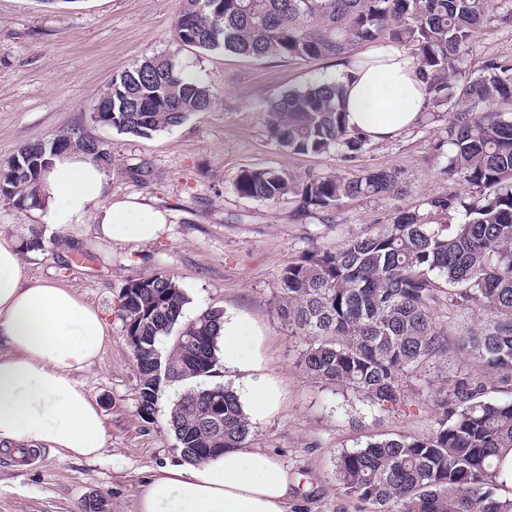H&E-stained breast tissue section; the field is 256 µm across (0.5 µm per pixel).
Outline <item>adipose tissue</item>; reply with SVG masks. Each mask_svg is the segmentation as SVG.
Wrapping results in <instances>:
<instances>
[{"label": "adipose tissue", "instance_id": "1", "mask_svg": "<svg viewBox=\"0 0 512 512\" xmlns=\"http://www.w3.org/2000/svg\"><path fill=\"white\" fill-rule=\"evenodd\" d=\"M338 72L349 126L374 142L415 126L424 85L403 48L371 47ZM107 182L106 170L87 152L51 156L39 188L46 224L59 231L88 217L108 242L157 239L167 214L136 197L106 201ZM221 338L244 413L254 422L275 414L283 389L265 371L255 322L228 311ZM108 340L98 310L69 289L27 277L18 249L0 241V447L102 457L103 415L78 375L99 361ZM294 486L287 468L267 452L229 448L202 463L162 468L146 482L139 512H288Z\"/></svg>", "mask_w": 512, "mask_h": 512}]
</instances>
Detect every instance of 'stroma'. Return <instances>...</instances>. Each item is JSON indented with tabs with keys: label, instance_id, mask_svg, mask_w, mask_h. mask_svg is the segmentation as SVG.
I'll return each instance as SVG.
<instances>
[{
	"label": "stroma",
	"instance_id": "1",
	"mask_svg": "<svg viewBox=\"0 0 512 512\" xmlns=\"http://www.w3.org/2000/svg\"><path fill=\"white\" fill-rule=\"evenodd\" d=\"M178 7V0H0V164L26 143L83 126L112 149L108 197L135 196L169 215L164 233L148 244L101 242L87 221L46 231L42 250L23 249L27 277L70 288L106 319L109 342L81 378L105 416L107 435L96 462L43 449L20 466L0 450V512H85L89 491L107 498L110 512H138L145 478L182 463L167 421L184 387L163 388L153 422L140 418L137 371L117 316L124 285L158 270L186 294L185 319L206 309L239 310L261 327L265 370L282 380L285 396L276 415L254 424L248 445L276 455L295 477L288 512H364L336 477L337 455L371 435H427L432 391L473 365L450 356L407 380L405 410L369 409L350 391L300 368L304 342L278 318L275 295L283 265L303 250L333 247L338 237L389 223L413 200L453 189L433 155L438 126L418 124L369 144L351 162L286 153L267 136L263 105L314 77H335V58L255 60L185 47L173 38ZM153 53L175 57L209 85L212 109L148 138L92 124L90 107L112 77ZM491 59L512 61V23L488 25L467 66L477 71ZM253 168L299 176L391 169L404 191L303 216L292 203L239 196L234 183ZM42 223L39 208L0 202L1 239L23 248L31 227ZM78 248L88 258L62 270Z\"/></svg>",
	"mask_w": 512,
	"mask_h": 512
}]
</instances>
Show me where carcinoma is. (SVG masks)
Wrapping results in <instances>:
<instances>
[{
	"label": "carcinoma",
	"instance_id": "1",
	"mask_svg": "<svg viewBox=\"0 0 512 512\" xmlns=\"http://www.w3.org/2000/svg\"><path fill=\"white\" fill-rule=\"evenodd\" d=\"M512 22V0H180L173 29L183 46L251 59L349 64L364 42L389 34L415 60L430 115L445 122L434 143L458 191L395 211L376 232L351 234L333 249L304 250L279 276L276 310L305 340L300 366L343 387L363 405L397 411L408 375L460 353L475 372L455 377L429 400L424 437L370 436L336 457V475L369 512H512V397L486 374L512 384V64L466 66L485 26ZM209 86L167 54L146 57L112 78L110 128L146 137L211 110ZM345 85L314 80L266 104L271 140L296 155L334 153L352 161L368 139L347 124ZM84 150L112 169L109 145L83 130L22 146L10 158L0 200L41 205L42 171L25 157ZM394 170L358 176L297 177L283 169L241 172L242 197L303 212L338 209L347 199L398 191ZM119 317L138 379V411L153 420L162 385L192 382L168 425L184 459L208 460L244 448L252 424L234 391L202 386L216 374L223 312L183 320L187 298L158 271L130 281ZM475 324L455 332L443 311ZM168 347H163V343Z\"/></svg>",
	"mask_w": 512,
	"mask_h": 512
}]
</instances>
